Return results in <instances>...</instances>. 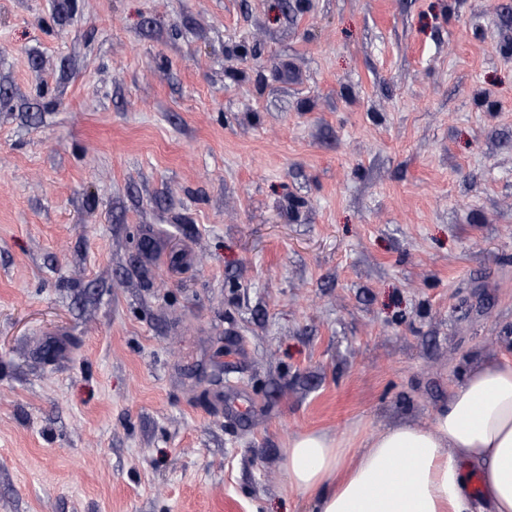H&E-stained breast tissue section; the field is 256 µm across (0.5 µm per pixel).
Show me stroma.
I'll return each mask as SVG.
<instances>
[{"instance_id":"35a3bbf8","label":"stroma","mask_w":512,"mask_h":512,"mask_svg":"<svg viewBox=\"0 0 512 512\" xmlns=\"http://www.w3.org/2000/svg\"><path fill=\"white\" fill-rule=\"evenodd\" d=\"M297 2L0 0V512H311L512 353V0Z\"/></svg>"}]
</instances>
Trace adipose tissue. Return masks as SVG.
Masks as SVG:
<instances>
[{
	"label": "adipose tissue",
	"instance_id": "1",
	"mask_svg": "<svg viewBox=\"0 0 512 512\" xmlns=\"http://www.w3.org/2000/svg\"><path fill=\"white\" fill-rule=\"evenodd\" d=\"M283 467L313 512H512V356L470 370L429 424L399 422L357 445L298 431Z\"/></svg>",
	"mask_w": 512,
	"mask_h": 512
}]
</instances>
